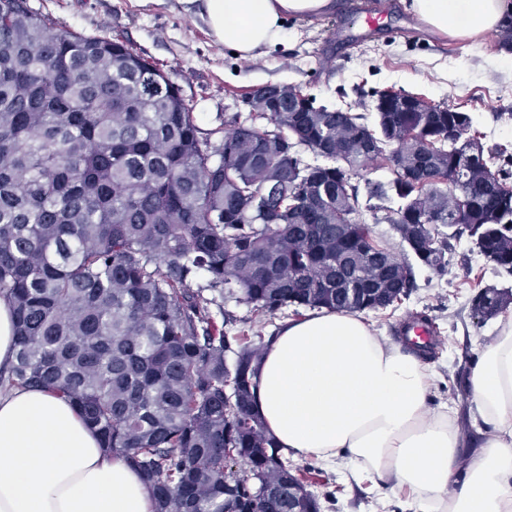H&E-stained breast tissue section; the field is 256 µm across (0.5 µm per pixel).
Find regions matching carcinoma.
I'll return each instance as SVG.
<instances>
[{
  "label": "carcinoma",
  "instance_id": "carcinoma-1",
  "mask_svg": "<svg viewBox=\"0 0 512 512\" xmlns=\"http://www.w3.org/2000/svg\"><path fill=\"white\" fill-rule=\"evenodd\" d=\"M302 101L314 111L285 96L278 112L224 118L215 145L218 130L124 41L54 31L26 0H0V297L16 336L0 383L73 402L154 512H293L313 498L254 408L262 347L224 331L191 283L258 317L401 303L411 268L372 237L351 172L392 163L391 180L366 182L381 201L367 210L433 271L466 233L512 274V156L485 148L469 113L379 112L371 126ZM461 131L473 168L454 173ZM511 304V288L486 287L472 312Z\"/></svg>",
  "mask_w": 512,
  "mask_h": 512
}]
</instances>
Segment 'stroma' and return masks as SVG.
<instances>
[{"label": "stroma", "mask_w": 512, "mask_h": 512, "mask_svg": "<svg viewBox=\"0 0 512 512\" xmlns=\"http://www.w3.org/2000/svg\"><path fill=\"white\" fill-rule=\"evenodd\" d=\"M335 11L309 20H290L282 46L252 62L233 56L196 25L178 0L138 7L134 0H27L50 27L85 36L120 38L154 63L191 104L202 128L221 125L225 113L249 112L248 93L265 85L310 90L318 103L339 100L372 105V91L388 88L418 94L434 103L461 107L472 117L485 147L512 148V79L492 59L496 43L470 44L434 36L408 10L406 0H336ZM378 15L379 29L363 37L367 14ZM375 239L409 259L414 288L396 309L364 312L367 323L396 344L402 321L429 319L438 342L428 364L438 376L429 403H448L466 413L469 405L460 378L476 363L481 343L512 317V306L484 323L471 316V300L481 289L512 287V274L497 268L473 238L451 242L444 275H436L411 253L393 225L369 221ZM212 312L235 318L234 330L270 338L293 316L257 318L245 305L216 296ZM290 467L307 470V485L320 512H417L416 495L406 488L380 492L368 473L351 474L345 463L309 471L308 460L289 458Z\"/></svg>", "instance_id": "stroma-1"}]
</instances>
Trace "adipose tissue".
I'll return each instance as SVG.
<instances>
[{"label": "adipose tissue", "mask_w": 512, "mask_h": 512, "mask_svg": "<svg viewBox=\"0 0 512 512\" xmlns=\"http://www.w3.org/2000/svg\"><path fill=\"white\" fill-rule=\"evenodd\" d=\"M215 43L255 60L286 40V20L320 16L332 0H179ZM430 33L474 43L512 18V0H411ZM255 409L294 456L365 471L412 488L421 512H512V319L482 344L469 377L478 452L451 412L428 406V366L360 316L310 313L269 338ZM463 480H456L457 472ZM0 512H153L150 489L67 400L0 387Z\"/></svg>", "instance_id": "adipose-tissue-1"}]
</instances>
